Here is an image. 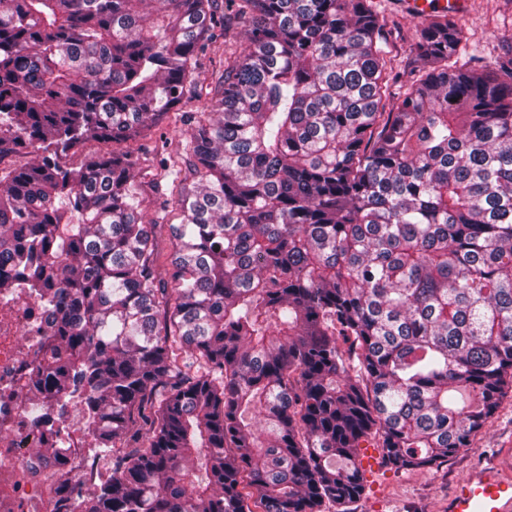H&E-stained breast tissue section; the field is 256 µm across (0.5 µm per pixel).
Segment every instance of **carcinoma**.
<instances>
[{
    "instance_id": "obj_1",
    "label": "carcinoma",
    "mask_w": 512,
    "mask_h": 512,
    "mask_svg": "<svg viewBox=\"0 0 512 512\" xmlns=\"http://www.w3.org/2000/svg\"><path fill=\"white\" fill-rule=\"evenodd\" d=\"M0 0V292L50 307L25 397L79 394L112 477L78 512H325L357 448L448 461L512 390V45L371 0ZM409 43V58L398 42ZM222 70L174 186L167 276L130 143ZM54 448L56 494L72 488ZM204 455L206 479L187 464ZM128 144L113 143L104 144L94 140H86L75 149L71 150L66 156L62 157V162L70 168H80L86 160L94 154L113 149L114 151L123 150Z\"/></svg>"
}]
</instances>
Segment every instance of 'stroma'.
<instances>
[{"instance_id":"obj_1","label":"stroma","mask_w":512,"mask_h":512,"mask_svg":"<svg viewBox=\"0 0 512 512\" xmlns=\"http://www.w3.org/2000/svg\"><path fill=\"white\" fill-rule=\"evenodd\" d=\"M471 42L485 57H494L501 44L512 40V14L500 11L495 0H467L465 12L458 17ZM202 100H184L158 129L141 138L150 148L156 139L166 138L170 151H183L190 127L180 119L181 113L201 108ZM149 218L161 224L180 221L179 210L170 197L169 182L142 179L140 186ZM512 449V393L488 424L473 437L468 447L460 449L446 464L430 471H403L387 466L377 449L359 448L358 461L363 476V494L348 504V512H444L455 485L474 467L506 449Z\"/></svg>"}]
</instances>
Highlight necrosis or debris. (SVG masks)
<instances>
[{
    "label": "necrosis or debris",
    "instance_id": "necrosis-or-debris-1",
    "mask_svg": "<svg viewBox=\"0 0 512 512\" xmlns=\"http://www.w3.org/2000/svg\"><path fill=\"white\" fill-rule=\"evenodd\" d=\"M49 323L50 314L39 302L0 293V512H68L75 499L71 493L48 494L36 449L56 443L58 426H31L30 406L17 395L35 374V330Z\"/></svg>",
    "mask_w": 512,
    "mask_h": 512
}]
</instances>
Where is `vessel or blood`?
Returning <instances> with one entry per match:
<instances>
[{
  "label": "vessel or blood",
  "instance_id": "vessel-or-blood-1",
  "mask_svg": "<svg viewBox=\"0 0 512 512\" xmlns=\"http://www.w3.org/2000/svg\"><path fill=\"white\" fill-rule=\"evenodd\" d=\"M403 7L416 18L435 9L455 15L461 0H403ZM446 512H512V475L495 466L470 472L456 484Z\"/></svg>",
  "mask_w": 512,
  "mask_h": 512
}]
</instances>
